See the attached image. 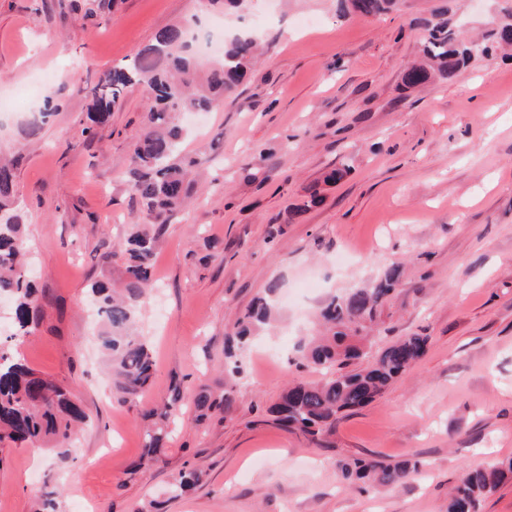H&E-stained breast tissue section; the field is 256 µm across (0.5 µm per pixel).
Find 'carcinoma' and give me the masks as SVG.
<instances>
[{
  "instance_id": "1",
  "label": "carcinoma",
  "mask_w": 512,
  "mask_h": 512,
  "mask_svg": "<svg viewBox=\"0 0 512 512\" xmlns=\"http://www.w3.org/2000/svg\"><path fill=\"white\" fill-rule=\"evenodd\" d=\"M398 0H347L346 8L355 14L376 16L391 10ZM426 35L422 52L428 65L412 63L404 74L405 83L425 82L430 70L451 79L476 56H488L499 46H512V21L493 24L480 39L467 40L448 20V8L431 11L422 20ZM185 26L160 30L154 42L140 49L133 59L114 67L96 82L77 84L73 91L91 102L90 121H108L112 108L125 89L139 84L152 97L147 113V130L134 143L130 156L129 191L144 208V222L135 224L126 239L128 263L122 293L115 295L106 282L92 285L101 321V343L115 376L117 395L131 401L149 387L156 366L146 340L133 327L141 300L154 274L157 226L185 200V168L179 160L185 131L175 122L178 112H207L232 95L244 80L255 59L257 39L236 36L225 45L224 58L202 69L189 48ZM54 94L46 95L43 106L29 122L37 131L53 115ZM16 160L0 161V296L13 306L15 335L0 341V442L45 440L56 448L72 441L74 427L85 420L75 396L54 380L28 367L14 353V336H28L36 323L40 306L32 272L23 261L22 225L13 214ZM401 265L392 263L371 285L354 288L341 296H329L319 308L327 335L310 336L300 341L303 359L322 371L324 380L316 385L295 382L281 394L267 413L292 430L313 441L336 420L337 414L372 402L392 382L410 372L424 356L428 337L405 336L378 351L366 366L344 371L351 361L369 356V331L399 284ZM277 289L272 286L237 319L234 335L224 348L225 369L231 376L241 374L235 350L244 347L253 330L266 323L275 305ZM158 416L143 437L141 458L158 459L172 427L180 420L165 410L150 411ZM419 470L408 461L385 464L357 459L341 465L342 477L352 483L370 482L394 485ZM512 473V458L493 461L467 472L454 488L448 512H479L481 502ZM199 481L194 470H180L171 493L180 495Z\"/></svg>"
}]
</instances>
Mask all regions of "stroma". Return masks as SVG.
<instances>
[{
  "instance_id": "1",
  "label": "stroma",
  "mask_w": 512,
  "mask_h": 512,
  "mask_svg": "<svg viewBox=\"0 0 512 512\" xmlns=\"http://www.w3.org/2000/svg\"><path fill=\"white\" fill-rule=\"evenodd\" d=\"M70 0H0V152L18 157L15 212L25 226L41 315L14 348L70 389L89 420L66 456L39 442L0 443V512H448V494L485 454L512 457V51L472 60L453 78L406 87L421 55L418 18L444 6L465 35L512 0H402L381 16L343 15L338 0H116L85 19ZM197 21L198 44L252 33L262 54L237 97L189 128L186 206L156 244L154 286L136 320L156 358L150 388L112 391L89 288L120 285V243L141 206L128 161L149 105L130 87L87 138L89 101L72 86L99 79L163 28ZM55 73L56 110L38 131L26 113ZM349 166L339 182L326 171ZM323 201L305 208L309 190ZM218 241L223 259L212 258ZM401 282L374 331L375 349L410 334L425 356L370 404L337 416L318 440L265 413L302 365L319 301L378 279ZM283 303L229 379L224 338L270 286ZM182 386L185 422L161 461L140 467L147 410ZM231 393L230 412L196 419L199 392ZM356 458L417 460L421 474L360 489L340 467ZM200 482L171 498L174 476Z\"/></svg>"
}]
</instances>
